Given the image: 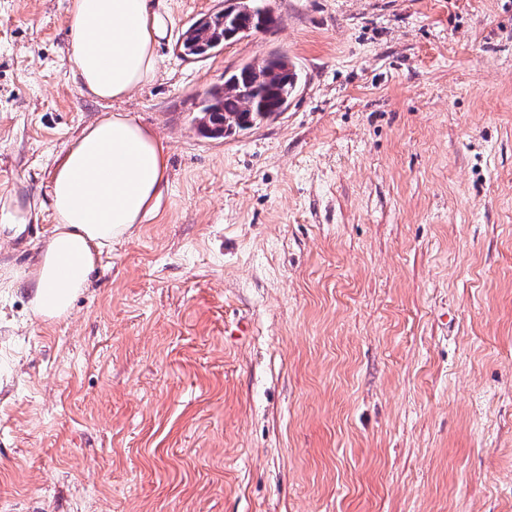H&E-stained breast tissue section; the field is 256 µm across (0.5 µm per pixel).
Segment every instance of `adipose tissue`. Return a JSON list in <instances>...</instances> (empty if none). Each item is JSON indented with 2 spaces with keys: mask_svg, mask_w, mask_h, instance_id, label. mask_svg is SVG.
I'll list each match as a JSON object with an SVG mask.
<instances>
[{
  "mask_svg": "<svg viewBox=\"0 0 512 512\" xmlns=\"http://www.w3.org/2000/svg\"><path fill=\"white\" fill-rule=\"evenodd\" d=\"M168 28L150 0H72L67 22L74 71L89 95L119 100L150 81L154 46ZM164 144L127 113L108 112L60 154L50 174L55 226L33 271L15 270L35 314L64 316L103 248L131 234L166 185Z\"/></svg>",
  "mask_w": 512,
  "mask_h": 512,
  "instance_id": "ef3b65f1",
  "label": "adipose tissue"
}]
</instances>
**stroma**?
Here are the masks:
<instances>
[{
	"label": "stroma",
	"instance_id": "1",
	"mask_svg": "<svg viewBox=\"0 0 512 512\" xmlns=\"http://www.w3.org/2000/svg\"><path fill=\"white\" fill-rule=\"evenodd\" d=\"M160 0L154 78L86 93L71 0H0V512H512V0ZM300 71L285 112L199 131L224 73ZM106 112L168 183L66 317L13 271L56 157ZM230 14L218 12L203 18L198 27L190 25L182 33L181 48L187 56L204 55L221 45L224 41L250 35L255 31L268 28L274 23L269 11L252 0Z\"/></svg>",
	"mask_w": 512,
	"mask_h": 512
}]
</instances>
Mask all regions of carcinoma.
I'll return each mask as SVG.
<instances>
[{"label":"carcinoma","mask_w":512,"mask_h":512,"mask_svg":"<svg viewBox=\"0 0 512 512\" xmlns=\"http://www.w3.org/2000/svg\"><path fill=\"white\" fill-rule=\"evenodd\" d=\"M274 23L258 0L202 19L198 27L182 33L181 48L187 56L204 55L224 41L250 35ZM298 74L284 55H274L260 64H245L224 73V84L210 89L203 101V126L214 136L228 137L283 111L294 92Z\"/></svg>","instance_id":"carcinoma-1"}]
</instances>
